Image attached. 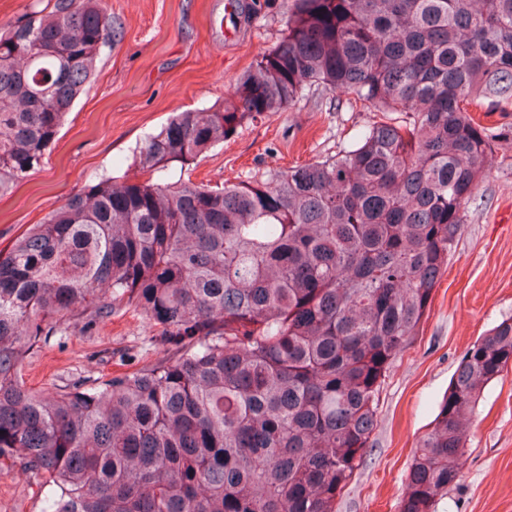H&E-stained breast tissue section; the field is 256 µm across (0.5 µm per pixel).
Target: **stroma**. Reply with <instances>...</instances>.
Wrapping results in <instances>:
<instances>
[{"label": "stroma", "instance_id": "stroma-1", "mask_svg": "<svg viewBox=\"0 0 512 512\" xmlns=\"http://www.w3.org/2000/svg\"><path fill=\"white\" fill-rule=\"evenodd\" d=\"M226 0H104L121 35L104 48L96 79L76 100L40 170L0 199V248L37 224L99 173L137 177L133 152L172 113L221 104L254 59L275 46L291 0L226 37ZM335 94L244 124L223 146L197 158L193 180L240 182L334 154L371 113L338 106ZM493 136L485 176L466 206L427 318L379 393L371 448L337 512H400L414 449L429 430L467 349L512 317V109L469 107ZM158 336L138 316L42 338L23 363L28 388L59 391L155 361ZM41 480L0 465V512H44ZM437 512H512V369L484 391L470 416L461 480Z\"/></svg>", "mask_w": 512, "mask_h": 512}]
</instances>
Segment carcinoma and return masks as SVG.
<instances>
[{
    "instance_id": "cac0c4a2",
    "label": "carcinoma",
    "mask_w": 512,
    "mask_h": 512,
    "mask_svg": "<svg viewBox=\"0 0 512 512\" xmlns=\"http://www.w3.org/2000/svg\"><path fill=\"white\" fill-rule=\"evenodd\" d=\"M273 6L239 0L237 22ZM116 34L100 0H48L0 35V198L42 165ZM319 90L377 120L248 182L166 181ZM478 98L512 106V0H294L224 104L139 144L140 178L97 177L0 249V462L42 479L49 512H337L491 150ZM127 311L161 357L25 387L41 337ZM509 368L512 319L467 349L401 512L456 488L464 417Z\"/></svg>"
}]
</instances>
